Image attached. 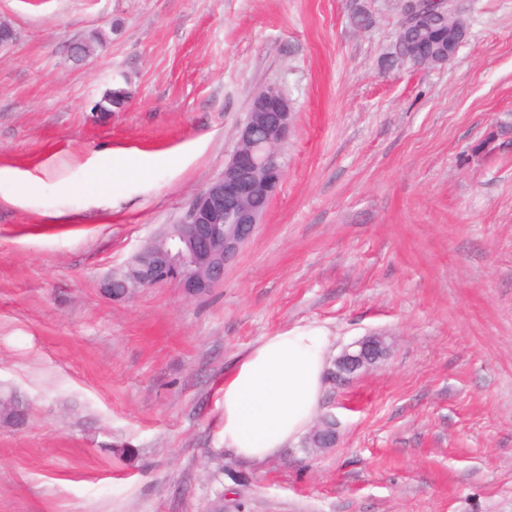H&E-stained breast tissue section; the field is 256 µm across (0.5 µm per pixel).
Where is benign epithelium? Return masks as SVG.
<instances>
[{
  "mask_svg": "<svg viewBox=\"0 0 512 512\" xmlns=\"http://www.w3.org/2000/svg\"><path fill=\"white\" fill-rule=\"evenodd\" d=\"M440 12L439 0H406L405 19L391 50L400 53L401 43L413 39L423 25L432 24L434 14ZM446 15L448 31L438 36L457 46L465 36L464 26L457 13ZM293 123L292 101L281 88L268 86L256 93L246 120L237 129L236 147L224 172L206 184L179 223L144 245L126 270L112 276L120 282L121 293H112L110 282L104 292L122 299L137 288L156 284L157 274L169 270L185 296L209 293L224 279V268L254 236L280 189L284 167L278 147L288 140ZM389 349L387 337L366 336L335 358L332 375L346 381L368 371ZM334 441L332 425L311 435L315 448H331Z\"/></svg>",
  "mask_w": 512,
  "mask_h": 512,
  "instance_id": "obj_1",
  "label": "benign epithelium"
}]
</instances>
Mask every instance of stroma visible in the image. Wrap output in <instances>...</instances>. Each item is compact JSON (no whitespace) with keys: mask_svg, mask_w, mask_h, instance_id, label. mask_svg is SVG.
I'll return each instance as SVG.
<instances>
[{"mask_svg":"<svg viewBox=\"0 0 512 512\" xmlns=\"http://www.w3.org/2000/svg\"><path fill=\"white\" fill-rule=\"evenodd\" d=\"M455 2L456 54L414 69L382 62L401 0H0V389L28 403L0 512H212L218 452L224 512H512V0ZM269 85L284 178L223 282L105 295ZM303 324L393 347L326 381L335 447L240 458L224 375Z\"/></svg>","mask_w":512,"mask_h":512,"instance_id":"1","label":"stroma"}]
</instances>
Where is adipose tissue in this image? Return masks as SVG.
Masks as SVG:
<instances>
[{
    "label": "adipose tissue",
    "mask_w": 512,
    "mask_h": 512,
    "mask_svg": "<svg viewBox=\"0 0 512 512\" xmlns=\"http://www.w3.org/2000/svg\"><path fill=\"white\" fill-rule=\"evenodd\" d=\"M332 338L297 325L264 337L224 377L223 440L244 459L298 442L319 412Z\"/></svg>",
    "instance_id": "obj_1"
}]
</instances>
